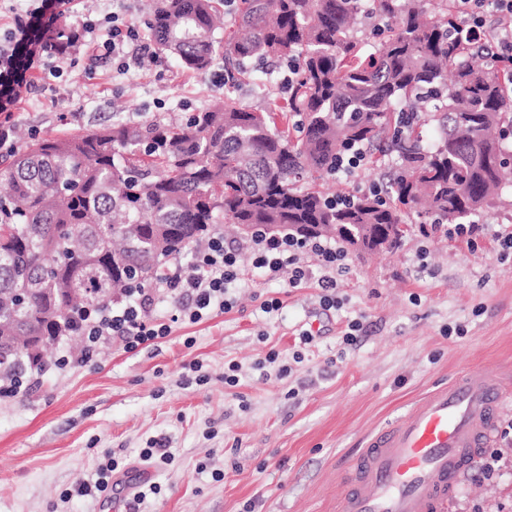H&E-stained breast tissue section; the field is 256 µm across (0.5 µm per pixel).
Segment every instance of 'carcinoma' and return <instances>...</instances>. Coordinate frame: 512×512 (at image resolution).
Segmentation results:
<instances>
[{"mask_svg": "<svg viewBox=\"0 0 512 512\" xmlns=\"http://www.w3.org/2000/svg\"><path fill=\"white\" fill-rule=\"evenodd\" d=\"M233 31L219 36V4ZM160 49L202 71L224 49L235 83L283 67L288 98L263 110L231 94L182 122L118 121L40 138L0 178V379L41 362L28 344L76 332L85 314L152 287L224 219L242 238L399 246L405 219L472 224L512 169V57L484 54L448 0H156ZM293 73H288V66ZM423 118L437 136L415 135ZM384 146L398 167L339 205L317 180L338 153ZM249 226L244 231L241 225ZM32 284L24 302L18 288Z\"/></svg>", "mask_w": 512, "mask_h": 512, "instance_id": "cac0c4a2", "label": "carcinoma"}]
</instances>
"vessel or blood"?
<instances>
[{"mask_svg":"<svg viewBox=\"0 0 512 512\" xmlns=\"http://www.w3.org/2000/svg\"><path fill=\"white\" fill-rule=\"evenodd\" d=\"M511 400L500 379L477 369L432 392L351 461L355 486L343 512H436Z\"/></svg>","mask_w":512,"mask_h":512,"instance_id":"vessel-or-blood-1","label":"vessel or blood"}]
</instances>
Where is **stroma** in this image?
<instances>
[{
    "label": "stroma",
    "mask_w": 512,
    "mask_h": 512,
    "mask_svg": "<svg viewBox=\"0 0 512 512\" xmlns=\"http://www.w3.org/2000/svg\"><path fill=\"white\" fill-rule=\"evenodd\" d=\"M25 83L16 127L41 137L118 119L178 118L228 92L253 109L283 96L275 81L263 90L231 84L223 58L198 72L162 51L132 75L99 60L57 79L31 69ZM394 164L386 157L363 165L325 189H368ZM480 222L473 239L444 224L408 223L394 252L347 253L331 309L320 302L313 256L302 255L313 271L292 288L288 270L261 274L249 243L225 235L239 264L230 310L178 324L155 344L100 346L84 365L64 369L58 358L83 345L61 339L43 372H29L18 395L0 397V512H341L352 458L427 393L472 368L512 385V254L498 240L512 232V183ZM273 298L280 309L262 312ZM306 331L313 341L303 345ZM231 364L233 386L224 382ZM160 436L175 456L162 471L139 456ZM108 453L123 463L111 485L78 495ZM153 482L160 493L134 502ZM438 512H512V405Z\"/></svg>",
    "instance_id": "1"
}]
</instances>
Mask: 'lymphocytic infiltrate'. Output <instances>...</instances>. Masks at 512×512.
<instances>
[{"instance_id": "lymphocytic-infiltrate-1", "label": "lymphocytic infiltrate", "mask_w": 512, "mask_h": 512, "mask_svg": "<svg viewBox=\"0 0 512 512\" xmlns=\"http://www.w3.org/2000/svg\"><path fill=\"white\" fill-rule=\"evenodd\" d=\"M70 2L27 0L13 27L0 34V113L8 111L18 96L23 71L54 56L51 48L33 38L34 27L51 23ZM456 12L477 40L494 38L502 54L512 55V0H456ZM77 39L91 51L93 59L111 61L113 69L122 74L138 70L155 54L140 27L129 23L118 11L107 14L104 25L85 22ZM303 253L312 254L322 271L323 305L335 307V273L345 258L340 246L323 239L301 241L267 235L256 237L251 246L253 267L270 274L290 267L288 285L292 288L300 286L310 274L309 268L299 262ZM238 276L235 249L226 246L223 237H214L189 263L171 264L154 287L132 293L120 306L110 305L90 313L80 326L86 349L91 352L101 344L119 341L132 350L170 336L175 323H196L214 310H227L231 305L227 293ZM162 300L173 307L166 321L152 315Z\"/></svg>"}]
</instances>
